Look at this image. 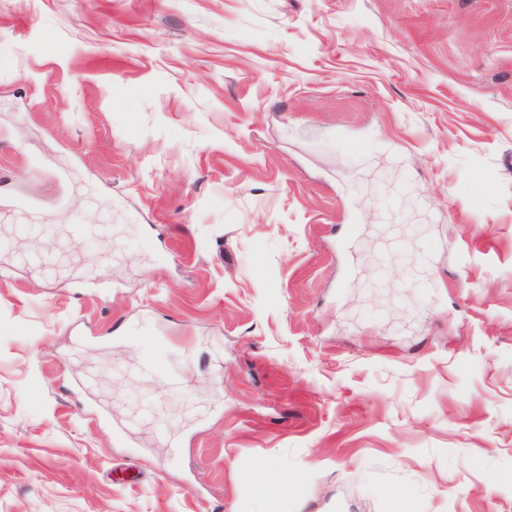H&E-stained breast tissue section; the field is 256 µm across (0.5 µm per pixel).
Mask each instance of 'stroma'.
Wrapping results in <instances>:
<instances>
[{"mask_svg": "<svg viewBox=\"0 0 512 512\" xmlns=\"http://www.w3.org/2000/svg\"><path fill=\"white\" fill-rule=\"evenodd\" d=\"M0 512H512V0H0ZM141 343L146 347L148 353L142 364L145 373L168 377L173 384H177L176 378L170 377L163 356V341L157 336H146L141 338Z\"/></svg>", "mask_w": 512, "mask_h": 512, "instance_id": "obj_1", "label": "stroma"}]
</instances>
